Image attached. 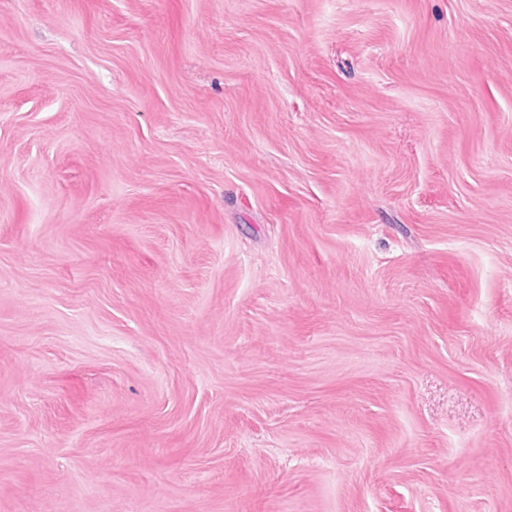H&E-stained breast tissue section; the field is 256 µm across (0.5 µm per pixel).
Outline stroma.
I'll use <instances>...</instances> for the list:
<instances>
[{"instance_id":"35a3bbf8","label":"stroma","mask_w":512,"mask_h":512,"mask_svg":"<svg viewBox=\"0 0 512 512\" xmlns=\"http://www.w3.org/2000/svg\"><path fill=\"white\" fill-rule=\"evenodd\" d=\"M0 512H512V0H0Z\"/></svg>"}]
</instances>
